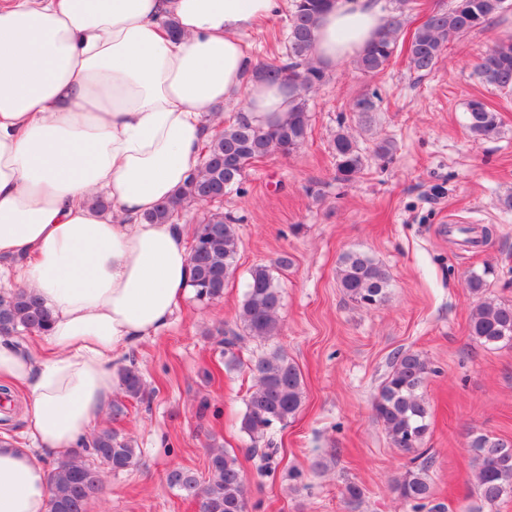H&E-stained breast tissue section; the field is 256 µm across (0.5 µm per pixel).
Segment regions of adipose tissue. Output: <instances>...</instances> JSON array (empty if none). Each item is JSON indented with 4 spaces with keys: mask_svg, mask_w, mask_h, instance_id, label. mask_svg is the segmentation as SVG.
<instances>
[{
    "mask_svg": "<svg viewBox=\"0 0 512 512\" xmlns=\"http://www.w3.org/2000/svg\"><path fill=\"white\" fill-rule=\"evenodd\" d=\"M280 6L0 0V261L52 316L34 350L0 337V386L28 402L25 443L0 439V512H50L41 454L87 442L118 389L113 357L160 336L189 288L181 225L145 217L197 173L216 132L206 115L230 104L266 126L288 113L244 46ZM385 23L381 0H332L315 60L334 72Z\"/></svg>",
    "mask_w": 512,
    "mask_h": 512,
    "instance_id": "ef3b65f1",
    "label": "adipose tissue"
}]
</instances>
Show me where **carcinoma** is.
<instances>
[{
  "label": "carcinoma",
  "instance_id": "1",
  "mask_svg": "<svg viewBox=\"0 0 512 512\" xmlns=\"http://www.w3.org/2000/svg\"><path fill=\"white\" fill-rule=\"evenodd\" d=\"M331 0H292L289 16L286 59L262 63L254 70L257 78L288 87L292 106L288 116L266 128L256 127L242 116L224 122V127L204 145V161L199 173L179 190L177 196L145 216L151 224H165L191 204L205 205L216 196L239 189L246 167L271 154L288 156L300 149L308 138L310 115L307 100L324 81L326 73L311 59L314 31ZM397 13L378 32L355 59L361 73L375 76L388 65L397 49L404 25L408 0H396ZM505 0H452L446 9L431 12L415 29L407 45L410 70L425 75L433 71L454 36L486 28L504 9ZM476 71L481 79L499 89H512V41L495 44L479 58ZM375 94H363L350 107L353 117L364 126L371 124L377 110ZM466 127L475 139L493 136L498 115L482 101L472 100L466 112ZM336 164V181L349 183L364 170L365 156L356 140L346 131L345 121L330 142ZM235 220L214 212L197 224L190 262L191 288L200 300H217L224 295V284L234 271L239 248ZM339 285L355 303L367 308L381 304L388 288L386 270L362 253L341 256ZM466 288L477 298L471 313L469 335L485 346L512 342V304L484 297V275L471 271ZM279 285L267 265H256L249 273L239 313L241 330L224 331V366L240 365L234 352L245 338L267 340L280 331ZM50 314L33 291L21 288L0 297V336L24 333L44 334L50 327ZM254 385L245 402L240 430L250 440V452L265 464L278 454L269 430L275 423L294 417L303 403V378L299 368L278 351L262 355L248 366ZM435 373L429 362L412 350L400 351L373 401L376 419L393 445L403 453L422 459L398 480L395 490L405 504L418 508L431 497V461L421 448L429 431L430 409L422 389ZM126 398L142 401L146 384L137 368L119 372ZM468 448L475 463V491L483 502L493 505L512 494V442L487 434L470 437ZM141 456L135 442L114 429L97 434L83 451L57 460L48 473L51 512H86V506L101 491V466L124 471ZM170 488L199 503L200 512H247L248 489L237 456L222 448L209 450L208 477L198 476L183 467L170 469L166 476Z\"/></svg>",
  "mask_w": 512,
  "mask_h": 512
}]
</instances>
